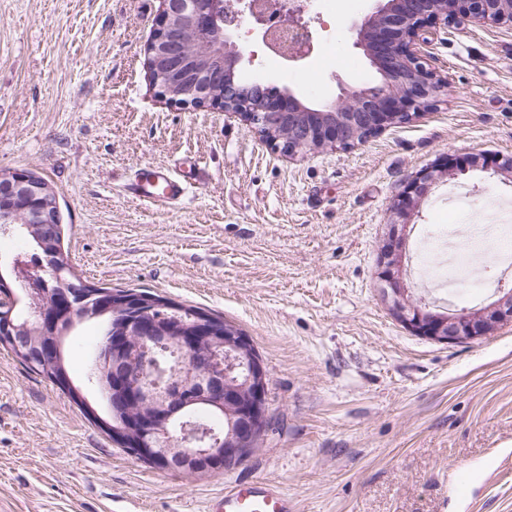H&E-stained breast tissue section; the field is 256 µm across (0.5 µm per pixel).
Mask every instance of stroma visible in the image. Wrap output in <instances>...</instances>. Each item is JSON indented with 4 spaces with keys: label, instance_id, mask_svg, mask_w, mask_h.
I'll return each instance as SVG.
<instances>
[{
    "label": "stroma",
    "instance_id": "stroma-1",
    "mask_svg": "<svg viewBox=\"0 0 512 512\" xmlns=\"http://www.w3.org/2000/svg\"><path fill=\"white\" fill-rule=\"evenodd\" d=\"M366 0L306 15L315 51L284 68L242 25L251 75L322 103L378 75L349 27ZM161 0H0V173L46 180L69 229V260L89 283L142 288L223 316L267 370L269 426L224 473L187 476L119 448L69 398L0 350V512H206L239 481L277 485L295 512H512V326L448 345L412 335L376 278L403 184L445 155H512V25L449 24L430 61L438 105L352 149L288 158L239 117L162 98L146 68ZM182 166L180 203L148 205L120 185L145 164ZM492 216L512 183L467 172L438 183L409 235ZM481 287L449 309L492 301L512 273L474 253ZM104 334L86 320L66 346L89 383ZM477 475L474 497L453 474Z\"/></svg>",
    "mask_w": 512,
    "mask_h": 512
}]
</instances>
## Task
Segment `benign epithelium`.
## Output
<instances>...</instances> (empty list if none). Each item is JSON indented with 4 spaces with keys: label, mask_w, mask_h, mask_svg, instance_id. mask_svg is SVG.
Masks as SVG:
<instances>
[{
    "label": "benign epithelium",
    "mask_w": 512,
    "mask_h": 512,
    "mask_svg": "<svg viewBox=\"0 0 512 512\" xmlns=\"http://www.w3.org/2000/svg\"><path fill=\"white\" fill-rule=\"evenodd\" d=\"M372 11L354 23L356 44L381 76V82L362 90H347L337 100L313 109L291 90L273 93L260 81H247L241 72L252 57L237 45L236 34L248 22L266 47L282 59L302 64L314 50V36L302 22L301 8L285 0H240L232 11L226 0H162L160 24L146 49L147 67L153 69L154 86L168 100L202 109L222 107L242 118L268 143L293 156L297 153L350 149L372 137L433 109L444 83L427 67L428 28L450 22L487 25L512 24V0H373ZM468 171L511 175L512 159L472 156L459 163L442 157L408 180L391 204L390 228L383 239L376 270L381 294L392 316L413 335L439 343L460 344L487 338L512 325V289H497L491 302L455 312H438L414 296L405 282L408 228L412 216L429 189L440 179ZM45 195L31 176L14 171L0 177V232L13 226L51 225L57 217L54 205L37 204ZM13 279L24 281L32 309L43 325L59 322L78 308L91 311L89 292H63L50 302L39 288L42 268L25 265L17 258H0ZM131 315L109 331L111 340L99 361L112 364L113 437L130 446V452L158 461L182 474L207 471L219 465H238L266 422L267 373L262 359L251 349L248 336L233 331L220 336L212 352L198 368L200 385L174 405L172 420L190 406L210 405L222 390L220 409H237L231 424L233 444L219 436L203 434L188 425V448L175 454L157 444L166 428L144 418L129 416L134 404L169 396L174 384L152 382L129 386L120 367L133 360H153V349L168 341L157 331L149 303L127 298ZM15 298L11 285L0 280V317L13 323Z\"/></svg>",
    "instance_id": "1"
}]
</instances>
